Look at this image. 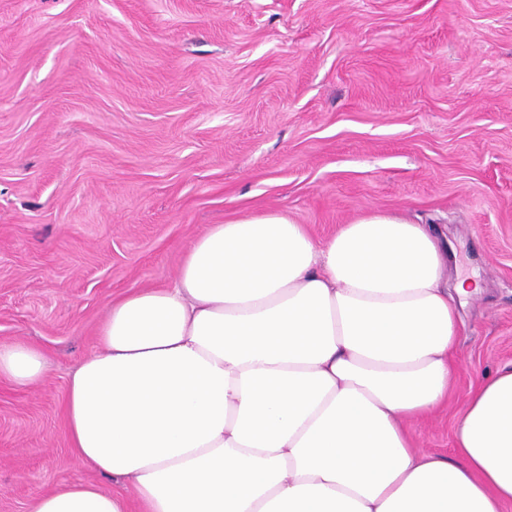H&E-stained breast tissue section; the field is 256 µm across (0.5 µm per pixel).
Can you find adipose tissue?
Instances as JSON below:
<instances>
[{"label": "adipose tissue", "instance_id": "adipose-tissue-1", "mask_svg": "<svg viewBox=\"0 0 512 512\" xmlns=\"http://www.w3.org/2000/svg\"><path fill=\"white\" fill-rule=\"evenodd\" d=\"M443 240L370 211L314 240L280 212L212 225L170 287L115 301L65 403L77 462L131 484L140 512H503L512 369L479 380L454 457L405 424L448 398L466 299ZM45 376L0 346V377ZM31 512H131L73 482Z\"/></svg>", "mask_w": 512, "mask_h": 512}]
</instances>
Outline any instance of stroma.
Returning a JSON list of instances; mask_svg holds the SVG:
<instances>
[{"instance_id": "1", "label": "stroma", "mask_w": 512, "mask_h": 512, "mask_svg": "<svg viewBox=\"0 0 512 512\" xmlns=\"http://www.w3.org/2000/svg\"><path fill=\"white\" fill-rule=\"evenodd\" d=\"M448 239L460 314L447 401L407 429L452 456L512 367V0H0V512L77 463L68 380L113 299L175 280L211 225L280 211L315 240L369 210ZM45 362L42 351L29 344L0 346V377L22 385H30L45 377Z\"/></svg>"}]
</instances>
